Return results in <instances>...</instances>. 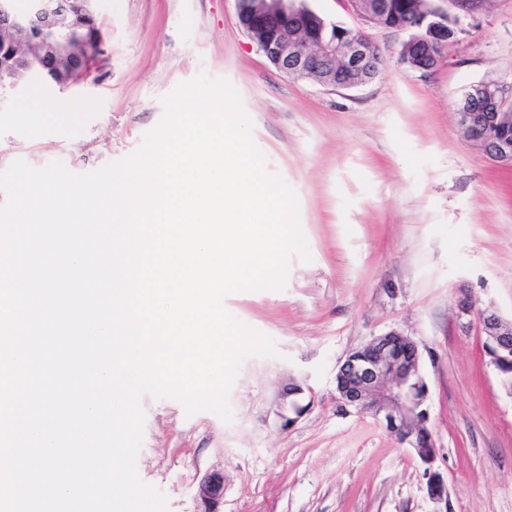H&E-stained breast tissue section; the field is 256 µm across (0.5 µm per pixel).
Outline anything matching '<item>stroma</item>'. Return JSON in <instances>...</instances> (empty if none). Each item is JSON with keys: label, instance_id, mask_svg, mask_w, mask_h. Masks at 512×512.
I'll use <instances>...</instances> for the list:
<instances>
[{"label": "stroma", "instance_id": "35a3bbf8", "mask_svg": "<svg viewBox=\"0 0 512 512\" xmlns=\"http://www.w3.org/2000/svg\"><path fill=\"white\" fill-rule=\"evenodd\" d=\"M305 3L379 45L376 78L332 88L284 76L239 27L236 0H96L102 69L63 88L35 76L0 100V171L18 159L93 171L134 153L179 85L227 80L266 171L297 195L312 260L290 255L283 289L224 300L279 351L243 361L232 422L142 397L139 479L167 495L168 512H197L212 472L224 475L223 512H436L418 460L371 415L336 412L337 363L397 331L421 346L448 512H512V390L475 316L458 312L467 297L512 319V167L466 140L455 114L472 85L512 82V0L469 15L433 0L456 24L430 71L401 63L407 33L366 21L350 0ZM40 104L39 126L21 119ZM292 381L311 408L284 430L273 410Z\"/></svg>", "mask_w": 512, "mask_h": 512}]
</instances>
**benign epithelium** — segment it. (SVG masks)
<instances>
[{"label":"benign epithelium","instance_id":"obj_1","mask_svg":"<svg viewBox=\"0 0 512 512\" xmlns=\"http://www.w3.org/2000/svg\"><path fill=\"white\" fill-rule=\"evenodd\" d=\"M364 18L383 24L390 0H352ZM237 21L248 38L279 72L287 77L313 80L324 86L348 88L364 84L378 72L380 48L362 32L337 29L318 19L308 27L312 10L292 0H237ZM96 16L93 0H0V96L19 92L24 84L17 73L38 74L63 86L86 77L99 68L105 41L88 30L87 19ZM405 44L420 52L404 64L430 71L445 55L448 28L443 14L426 3ZM512 97V83H480L468 90L457 104L461 126L470 132V142L487 156L512 166V139L489 137V129L501 122L502 113L479 110L475 102L492 105ZM464 313L476 312L489 363L512 384V323L493 308L473 310L464 301ZM336 412L340 415L369 414L423 467L427 496L448 504V486L435 467L437 448L428 426L429 386L421 367L419 345L411 337L390 331L376 336L351 352L337 366ZM303 388L291 383L275 402L280 426L287 428L302 415L298 401ZM199 512H222L224 475L205 476L196 490Z\"/></svg>","mask_w":512,"mask_h":512}]
</instances>
